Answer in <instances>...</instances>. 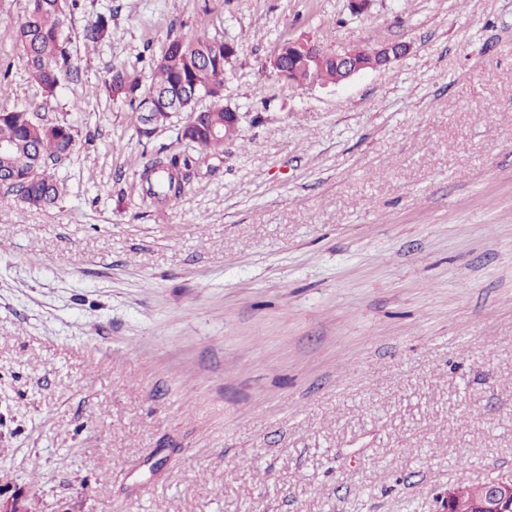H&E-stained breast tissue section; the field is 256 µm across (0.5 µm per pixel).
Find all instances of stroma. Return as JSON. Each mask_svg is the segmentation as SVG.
Returning a JSON list of instances; mask_svg holds the SVG:
<instances>
[{
    "mask_svg": "<svg viewBox=\"0 0 512 512\" xmlns=\"http://www.w3.org/2000/svg\"><path fill=\"white\" fill-rule=\"evenodd\" d=\"M27 9L0 0V108L79 134L57 204H0V506L442 512L512 475V0H80L48 103ZM203 33L237 46L240 133L147 208L173 137L107 82ZM287 37L409 50L299 86ZM112 37V17L97 14L93 17L83 30V38L90 43H97Z\"/></svg>",
    "mask_w": 512,
    "mask_h": 512,
    "instance_id": "1",
    "label": "stroma"
}]
</instances>
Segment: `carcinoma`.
<instances>
[{
  "mask_svg": "<svg viewBox=\"0 0 512 512\" xmlns=\"http://www.w3.org/2000/svg\"><path fill=\"white\" fill-rule=\"evenodd\" d=\"M78 0H29L25 17L13 26L14 38L30 78L46 99L77 74L71 40L66 34ZM112 37V17L98 14L83 30V38L97 43ZM233 42L222 36L176 37L153 60V79L143 84L133 66L112 67L108 91L140 117L153 114V123L139 127L149 138L160 127L173 132L178 150L155 157L140 180L147 184L140 197L150 207L179 198L196 174L203 154L224 148V67L235 53ZM292 82L298 85L334 83L336 68L329 62L293 66ZM210 100L207 106L201 105ZM78 130L67 122H53L27 106L0 108V203L13 199L28 207L54 205L67 192L66 184L45 174L73 153Z\"/></svg>",
  "mask_w": 512,
  "mask_h": 512,
  "instance_id": "carcinoma-1",
  "label": "carcinoma"
}]
</instances>
